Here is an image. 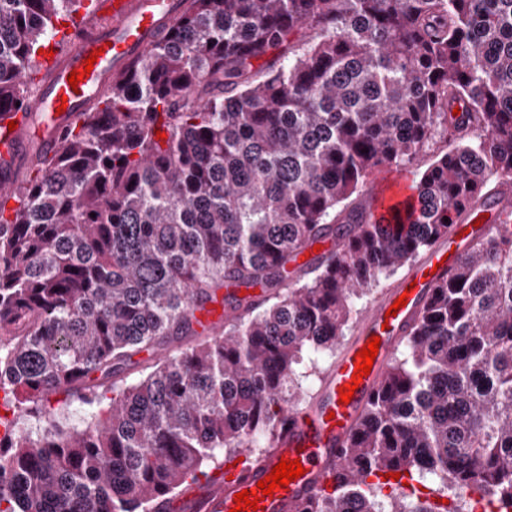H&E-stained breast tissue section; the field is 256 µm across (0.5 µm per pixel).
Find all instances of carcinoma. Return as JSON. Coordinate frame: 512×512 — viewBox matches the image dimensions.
I'll return each mask as SVG.
<instances>
[{
  "label": "carcinoma",
  "instance_id": "carcinoma-1",
  "mask_svg": "<svg viewBox=\"0 0 512 512\" xmlns=\"http://www.w3.org/2000/svg\"><path fill=\"white\" fill-rule=\"evenodd\" d=\"M90 2L0 0V112ZM182 2L0 203V512H150L226 455L261 458L303 353L334 350L357 300L512 180V0ZM438 137L461 144L416 176L418 206L376 223L370 178ZM257 285L260 304L236 293ZM223 288L222 334H197ZM379 472L512 504L511 224L433 287L301 510L463 512L380 500Z\"/></svg>",
  "mask_w": 512,
  "mask_h": 512
}]
</instances>
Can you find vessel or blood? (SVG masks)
Masks as SVG:
<instances>
[{
	"mask_svg": "<svg viewBox=\"0 0 512 512\" xmlns=\"http://www.w3.org/2000/svg\"><path fill=\"white\" fill-rule=\"evenodd\" d=\"M105 10V20L88 32L79 34L74 26H67L69 46L43 58L44 72L36 92L22 107L0 113V194L9 192L39 158L52 154L65 132L81 125L84 112L102 89L124 73L132 59L146 54L159 34L180 16L183 4L181 0H107ZM93 52L98 59L91 73L78 86H70L71 72L82 69ZM369 191L377 199L375 218L381 224L389 222L397 199L413 196L390 170L378 172ZM509 222L512 193L507 191L492 208L477 206L461 214L449 240L433 245L407 280L377 298L354 339L326 372L312 406L305 409L291 403L279 411L275 447L269 455L256 464H227L212 470L178 496L160 498L154 512H231L236 493L256 490L258 481L269 476L284 457L299 460L304 474L285 489L263 497L262 512H298L309 498L331 489L342 451L366 403L382 383L393 351L419 320L432 286L448 274L473 237ZM403 296L407 305L395 308L396 299ZM373 337L380 338L381 344L371 372L351 401L341 402L339 390L351 383L357 355Z\"/></svg>",
	"mask_w": 512,
	"mask_h": 512,
	"instance_id": "obj_1",
	"label": "vessel or blood"
}]
</instances>
